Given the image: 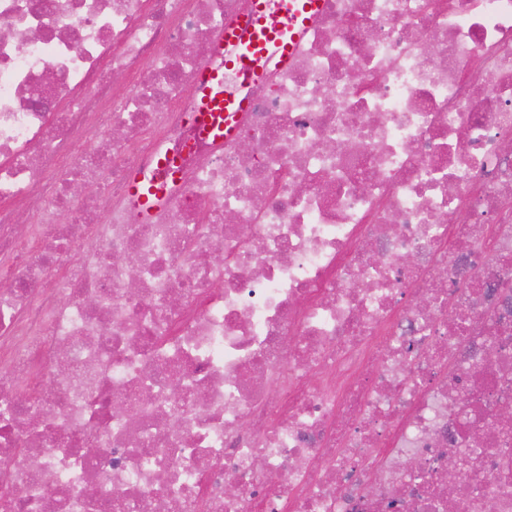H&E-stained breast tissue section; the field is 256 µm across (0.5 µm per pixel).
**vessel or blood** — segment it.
Instances as JSON below:
<instances>
[{"label":"vessel or blood","instance_id":"obj_1","mask_svg":"<svg viewBox=\"0 0 512 512\" xmlns=\"http://www.w3.org/2000/svg\"><path fill=\"white\" fill-rule=\"evenodd\" d=\"M322 7L323 0H288L285 17L273 23L267 21L262 8H255L226 27L219 42L232 47L231 64L244 82L259 83L267 65L290 61L298 37ZM196 85L202 100L193 119L205 128L215 147H223L225 139L235 134L238 116L248 110L250 100L225 97L218 70L208 65L200 68ZM127 195L144 221L153 218L165 198L163 187L146 186L136 176L128 183Z\"/></svg>","mask_w":512,"mask_h":512}]
</instances>
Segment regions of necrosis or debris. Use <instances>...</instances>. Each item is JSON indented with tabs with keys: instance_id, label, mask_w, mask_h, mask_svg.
<instances>
[{
	"instance_id": "obj_1",
	"label": "necrosis or debris",
	"mask_w": 512,
	"mask_h": 512,
	"mask_svg": "<svg viewBox=\"0 0 512 512\" xmlns=\"http://www.w3.org/2000/svg\"><path fill=\"white\" fill-rule=\"evenodd\" d=\"M251 2L0 0V512H512V0H324L218 150ZM222 81L218 70L209 65L200 68L196 79L202 100L193 120L205 128L216 148H223L224 139L236 133L238 114L250 106L247 96L224 98ZM166 185L147 187L138 176L131 177L127 186V195L137 209L143 221H150L160 203L165 199Z\"/></svg>"
}]
</instances>
